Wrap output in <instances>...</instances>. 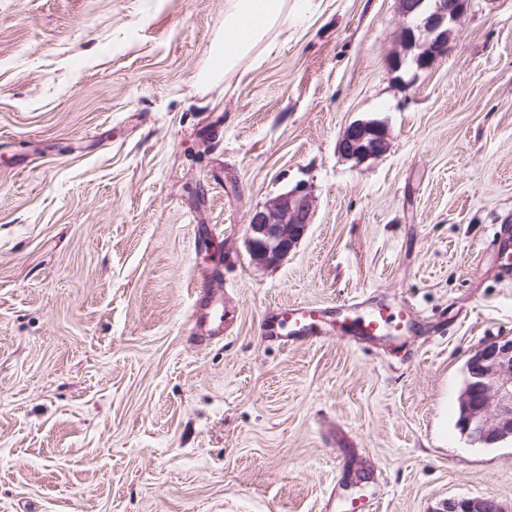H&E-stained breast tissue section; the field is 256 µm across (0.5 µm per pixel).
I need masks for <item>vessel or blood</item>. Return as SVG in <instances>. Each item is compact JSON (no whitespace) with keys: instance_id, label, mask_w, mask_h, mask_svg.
Segmentation results:
<instances>
[{"instance_id":"vessel-or-blood-1","label":"vessel or blood","mask_w":512,"mask_h":512,"mask_svg":"<svg viewBox=\"0 0 512 512\" xmlns=\"http://www.w3.org/2000/svg\"><path fill=\"white\" fill-rule=\"evenodd\" d=\"M214 272L200 270V285L195 288L191 316L200 330L199 340L210 343L224 335V292L212 287ZM407 304L376 303L366 310H359L357 303L346 302L338 309L318 308L306 304L279 308V322L288 326L289 341L318 338L327 328L341 327L368 341H376L391 326L406 327Z\"/></svg>"}]
</instances>
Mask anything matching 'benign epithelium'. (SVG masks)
<instances>
[{
  "label": "benign epithelium",
  "mask_w": 512,
  "mask_h": 512,
  "mask_svg": "<svg viewBox=\"0 0 512 512\" xmlns=\"http://www.w3.org/2000/svg\"><path fill=\"white\" fill-rule=\"evenodd\" d=\"M406 16L420 15V24L406 31V44L417 43L420 33L431 36L429 50L417 57L420 69H429L449 50L448 27L464 12L463 0H400ZM386 128L376 122L350 125L338 143V152L359 162L383 155L388 149ZM317 197L311 187L298 185L270 199L253 213L246 230V245L262 265L280 263L311 224ZM467 381L461 396L458 427L473 443L494 445L512 438V338L482 345L468 360ZM442 512H507L490 497L446 502Z\"/></svg>",
  "instance_id": "1"
}]
</instances>
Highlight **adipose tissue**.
<instances>
[{
    "mask_svg": "<svg viewBox=\"0 0 512 512\" xmlns=\"http://www.w3.org/2000/svg\"><path fill=\"white\" fill-rule=\"evenodd\" d=\"M224 13V55L219 63L227 71L247 58L273 28L283 24L286 0H228Z\"/></svg>",
    "mask_w": 512,
    "mask_h": 512,
    "instance_id": "obj_1",
    "label": "adipose tissue"
}]
</instances>
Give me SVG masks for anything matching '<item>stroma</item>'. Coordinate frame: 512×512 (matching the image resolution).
Segmentation results:
<instances>
[{"label": "stroma", "mask_w": 512, "mask_h": 512, "mask_svg": "<svg viewBox=\"0 0 512 512\" xmlns=\"http://www.w3.org/2000/svg\"><path fill=\"white\" fill-rule=\"evenodd\" d=\"M227 0H0V512L512 507V442L457 426L466 363L512 337V0L394 67L399 0H288L205 80ZM378 121L381 157L338 142ZM317 207L280 264L251 215ZM224 338L194 345L201 267ZM406 302L410 330L283 345L281 304ZM316 206L312 188L297 185L256 210L246 230V245L253 259L266 266L279 264L303 237ZM500 502L490 497L448 500L442 512H509Z\"/></svg>", "instance_id": "obj_1"}]
</instances>
